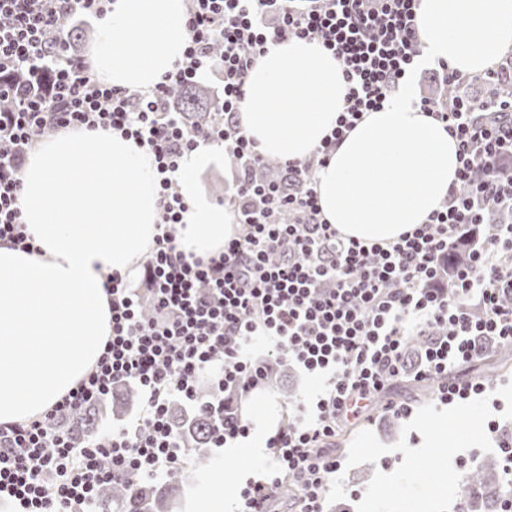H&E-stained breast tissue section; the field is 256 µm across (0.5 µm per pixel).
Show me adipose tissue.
<instances>
[{
  "label": "adipose tissue",
  "mask_w": 512,
  "mask_h": 512,
  "mask_svg": "<svg viewBox=\"0 0 512 512\" xmlns=\"http://www.w3.org/2000/svg\"><path fill=\"white\" fill-rule=\"evenodd\" d=\"M185 0H114L86 60L107 84L148 91L184 57ZM422 60L474 76L512 49V0H420ZM341 66L317 42L269 47L249 72L239 114L264 154L308 157L344 106ZM404 86L365 113L318 174L321 215L341 235L390 243L422 227L457 180L458 145ZM224 148L203 143L175 175L187 211L181 251L208 257L238 226L200 176ZM23 218L39 246L0 244V424L43 417L96 366L112 334L105 276L134 274L154 246L161 198L153 156L120 131L62 130L21 175Z\"/></svg>",
  "instance_id": "ef3b65f1"
}]
</instances>
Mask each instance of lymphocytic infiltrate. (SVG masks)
Returning a JSON list of instances; mask_svg holds the SVG:
<instances>
[{"instance_id": "lymphocytic-infiltrate-1", "label": "lymphocytic infiltrate", "mask_w": 512, "mask_h": 512, "mask_svg": "<svg viewBox=\"0 0 512 512\" xmlns=\"http://www.w3.org/2000/svg\"><path fill=\"white\" fill-rule=\"evenodd\" d=\"M110 0H0V242L27 250L19 173L36 129H116L154 157L163 209L155 247L143 265L149 292L119 273L107 276L112 334L96 369L44 417L0 424V499L20 512H92L105 485L177 477L186 464L168 419L172 402L194 403L211 371V406L224 420L210 444L248 437L233 397H247L268 374L249 357L257 335L274 358L322 380L310 405L299 404L267 440L274 466L239 491V512H273L283 479L300 482L295 512H322L339 467L331 441L350 419L398 382H436L440 400L486 392L465 371L486 354L483 339L512 346V223L488 211L512 209V98L501 99L487 73L488 95L444 103L420 98L456 138L457 183L424 226L390 244L339 235L321 218L317 173L364 113L390 102L415 70L421 44L420 0H190L183 60L154 89L130 91L101 82L84 61L63 58L49 31L77 16L103 17ZM291 38L317 41L342 66L346 106L312 154L283 161L289 189L252 176L266 156L242 130L239 112L248 73L268 47ZM46 71L13 95L19 69ZM218 72L223 119L205 136L188 133L169 111L171 86ZM223 145L238 166L232 199L239 233L208 259L177 251L175 226L187 210L174 175L201 141ZM423 340L415 369L406 349ZM144 397L136 422L90 443L59 428L60 417L102 403L115 383Z\"/></svg>"}]
</instances>
